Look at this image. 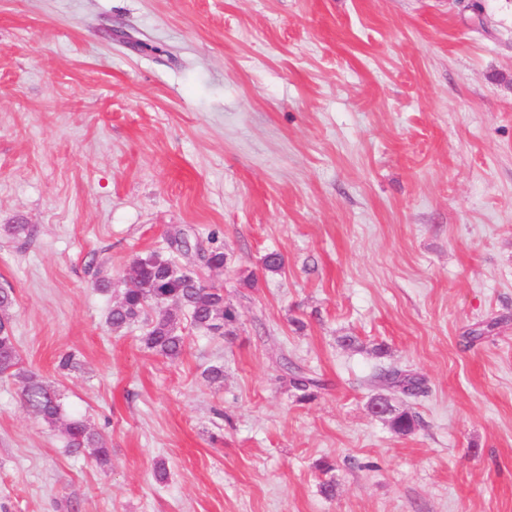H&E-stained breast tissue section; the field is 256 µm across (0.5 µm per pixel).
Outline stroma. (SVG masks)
<instances>
[{"mask_svg":"<svg viewBox=\"0 0 512 512\" xmlns=\"http://www.w3.org/2000/svg\"><path fill=\"white\" fill-rule=\"evenodd\" d=\"M473 1L0 0V512H512V0ZM179 230L223 245L175 259L238 323L172 362L108 316ZM29 373L110 469L25 409ZM12 303L11 295L0 291V375H13L19 365V355L12 336L9 318L4 313ZM286 380L296 391L301 392L300 401L309 402L317 397L319 390L325 389L326 384L312 375L304 372L294 363L288 362L284 365ZM376 377L383 379L390 388L406 397H417L423 392L420 378L399 370L380 372Z\"/></svg>","mask_w":512,"mask_h":512,"instance_id":"35a3bbf8","label":"stroma"}]
</instances>
